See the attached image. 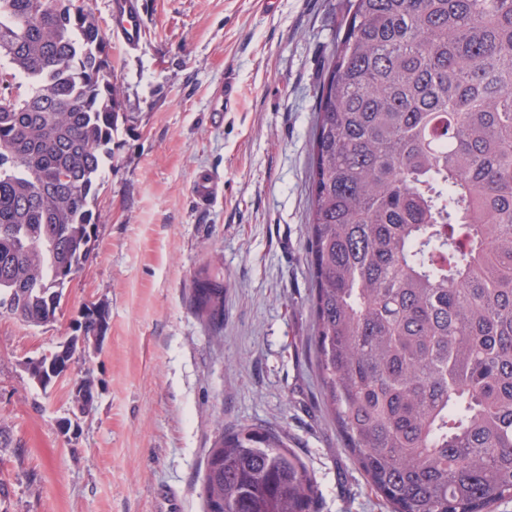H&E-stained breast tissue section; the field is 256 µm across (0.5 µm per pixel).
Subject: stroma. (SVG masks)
Listing matches in <instances>:
<instances>
[{
    "label": "stroma",
    "instance_id": "1",
    "mask_svg": "<svg viewBox=\"0 0 512 512\" xmlns=\"http://www.w3.org/2000/svg\"><path fill=\"white\" fill-rule=\"evenodd\" d=\"M143 38L112 40L119 117L91 209L95 258L54 322L0 315V449L7 512H205L219 435L283 432L316 484L315 512H386L322 400L308 309L316 95L350 0H141ZM232 81L222 122L212 108ZM213 177L218 195L194 184ZM221 253L228 292L213 328L193 306ZM109 313L68 379L41 388L29 359ZM96 383L75 414L72 384Z\"/></svg>",
    "mask_w": 512,
    "mask_h": 512
}]
</instances>
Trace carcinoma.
Wrapping results in <instances>:
<instances>
[{"label": "carcinoma", "instance_id": "carcinoma-1", "mask_svg": "<svg viewBox=\"0 0 512 512\" xmlns=\"http://www.w3.org/2000/svg\"><path fill=\"white\" fill-rule=\"evenodd\" d=\"M0 0V306L55 320L93 255L118 90L87 0ZM306 246L324 405L389 512L512 498V0H351L317 94ZM222 257L194 308L224 317ZM86 308L72 350L107 327ZM286 437L214 442L206 512H312Z\"/></svg>", "mask_w": 512, "mask_h": 512}]
</instances>
